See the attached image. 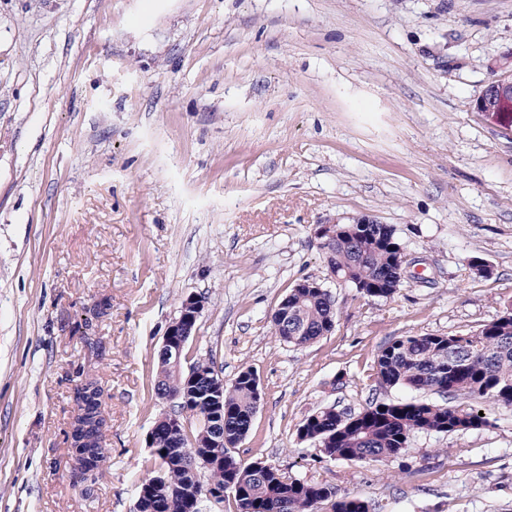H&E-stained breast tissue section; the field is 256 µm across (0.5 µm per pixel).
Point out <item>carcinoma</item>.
Here are the masks:
<instances>
[{"label":"carcinoma","instance_id":"1","mask_svg":"<svg viewBox=\"0 0 512 512\" xmlns=\"http://www.w3.org/2000/svg\"><path fill=\"white\" fill-rule=\"evenodd\" d=\"M334 251L336 277L365 296L389 298L403 284L406 251L389 224H338ZM335 318V302L327 289L293 288L275 312L273 325L280 339L303 346L329 332ZM190 373L211 377L216 370L213 363L198 361L185 374L175 358L158 356L156 395L177 397L180 413L205 409ZM376 380L384 388L451 396L458 403L381 400L354 413L316 409L299 426L300 440L318 443L330 459L380 461L405 451L414 433L452 434L490 425L488 416L479 415L481 405L512 408V311L466 334L394 339L378 354ZM102 396L91 377L77 389L76 422L86 429L73 434V441L80 448L96 449L95 463L77 468L82 476L90 470L98 473L106 461ZM259 403L251 370L224 383L217 407L224 418L222 448L210 447L206 429H196L189 438L165 422L158 424L150 433V445L159 467L138 488V512H178V505L183 512H199L197 494L203 484L231 487L236 512H317V504L332 496L330 488L236 456ZM333 512H369V506L344 497L334 502Z\"/></svg>","mask_w":512,"mask_h":512}]
</instances>
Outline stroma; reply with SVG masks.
I'll use <instances>...</instances> for the list:
<instances>
[{
	"mask_svg": "<svg viewBox=\"0 0 512 512\" xmlns=\"http://www.w3.org/2000/svg\"><path fill=\"white\" fill-rule=\"evenodd\" d=\"M511 54L512 0H0V512H135L191 295L183 369L259 381L242 460L371 512H512V409L379 462L297 436L320 407L412 399L375 378L395 338L512 308V112L474 109ZM364 216L416 262L387 299L334 280L315 236ZM305 278L336 320L295 347L271 316ZM85 374L109 457L84 480Z\"/></svg>",
	"mask_w": 512,
	"mask_h": 512,
	"instance_id": "obj_1",
	"label": "stroma"
}]
</instances>
